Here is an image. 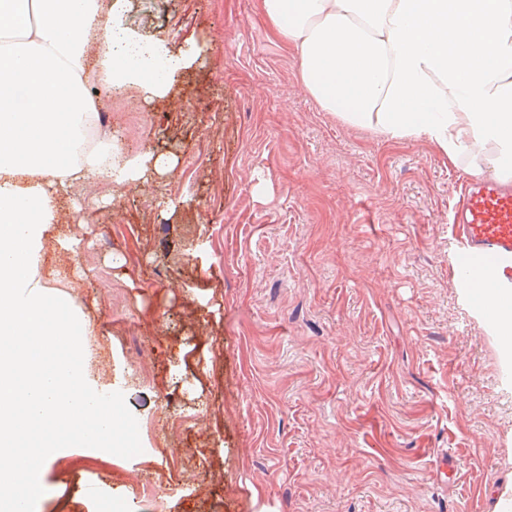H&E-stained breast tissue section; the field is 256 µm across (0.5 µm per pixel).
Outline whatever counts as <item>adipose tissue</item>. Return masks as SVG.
<instances>
[{
	"label": "adipose tissue",
	"mask_w": 512,
	"mask_h": 512,
	"mask_svg": "<svg viewBox=\"0 0 512 512\" xmlns=\"http://www.w3.org/2000/svg\"><path fill=\"white\" fill-rule=\"evenodd\" d=\"M119 0H0V512L17 476L48 466L42 444L70 426L116 442L73 358L82 322L34 292L39 245L81 183L173 177L163 157L92 138L98 87L166 97L195 53L140 39ZM300 59L296 89L321 111L385 141L425 142L450 168L512 180V0H257Z\"/></svg>",
	"instance_id": "1"
}]
</instances>
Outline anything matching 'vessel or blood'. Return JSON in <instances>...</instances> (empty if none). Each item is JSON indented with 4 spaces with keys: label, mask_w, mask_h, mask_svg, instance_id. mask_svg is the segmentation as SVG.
Listing matches in <instances>:
<instances>
[{
    "label": "vessel or blood",
    "mask_w": 512,
    "mask_h": 512,
    "mask_svg": "<svg viewBox=\"0 0 512 512\" xmlns=\"http://www.w3.org/2000/svg\"><path fill=\"white\" fill-rule=\"evenodd\" d=\"M454 220L460 249L492 258L489 279L496 287L512 289V188L496 182L473 185ZM460 469L456 452L440 449L434 453L431 472L438 484L456 485Z\"/></svg>",
    "instance_id": "b4317fda"
}]
</instances>
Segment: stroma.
Here are the masks:
<instances>
[{
  "instance_id": "stroma-1",
  "label": "stroma",
  "mask_w": 512,
  "mask_h": 512,
  "mask_svg": "<svg viewBox=\"0 0 512 512\" xmlns=\"http://www.w3.org/2000/svg\"><path fill=\"white\" fill-rule=\"evenodd\" d=\"M256 0H124L145 38L196 60L169 98L98 92L149 186L71 192L34 281L90 320L91 394L138 459L55 448L29 512H512L504 348L458 286L449 215L464 173L423 142L336 123L293 92L297 57ZM266 195H259L260 185ZM78 237L75 251L60 242ZM440 448L458 486L431 475ZM460 462L456 452L448 449L437 450L431 460V472L434 480L442 486H454L460 476Z\"/></svg>"
}]
</instances>
